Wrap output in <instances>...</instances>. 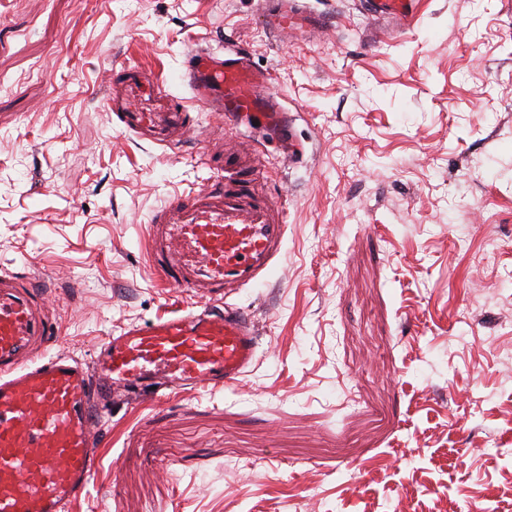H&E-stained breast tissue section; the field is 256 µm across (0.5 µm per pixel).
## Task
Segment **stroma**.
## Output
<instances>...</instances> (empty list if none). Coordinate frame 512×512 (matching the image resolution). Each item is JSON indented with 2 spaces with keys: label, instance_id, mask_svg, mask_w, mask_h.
<instances>
[{
  "label": "stroma",
  "instance_id": "obj_1",
  "mask_svg": "<svg viewBox=\"0 0 512 512\" xmlns=\"http://www.w3.org/2000/svg\"><path fill=\"white\" fill-rule=\"evenodd\" d=\"M273 32L257 0H0V269L49 277L51 353L205 306L161 284L148 223L257 140L288 201L276 266L234 296L259 361L230 389L116 401L66 512H512V0H422L369 37L354 0ZM248 50L304 149L225 128L173 150L119 131L113 64L189 98L185 54Z\"/></svg>",
  "mask_w": 512,
  "mask_h": 512
}]
</instances>
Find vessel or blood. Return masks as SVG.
I'll return each instance as SVG.
<instances>
[{
  "instance_id": "b4317fda",
  "label": "vessel or blood",
  "mask_w": 512,
  "mask_h": 512,
  "mask_svg": "<svg viewBox=\"0 0 512 512\" xmlns=\"http://www.w3.org/2000/svg\"><path fill=\"white\" fill-rule=\"evenodd\" d=\"M273 29L309 24L305 0H259ZM420 0H365L379 24L406 29ZM115 92L103 105L120 130L180 144L187 109L162 84L128 63L112 70ZM192 99L232 128L286 127V113L267 72L241 47H202L184 62ZM261 163L225 161L205 194L174 198L149 224L150 266L192 296L224 302L122 327L105 338L91 362L46 349L60 333L38 299L44 281L28 273L0 275V512H65L98 465L99 433L113 394L158 397L160 390L235 385L257 359L252 319L228 297L260 282L280 259L287 204L268 196Z\"/></svg>"
}]
</instances>
